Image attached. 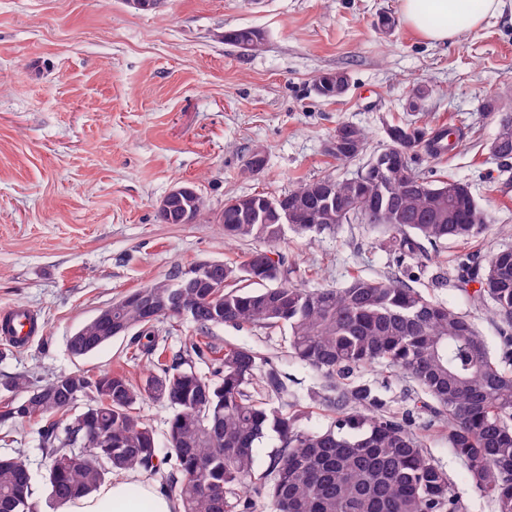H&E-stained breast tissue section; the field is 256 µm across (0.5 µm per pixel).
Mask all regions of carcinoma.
I'll return each mask as SVG.
<instances>
[{
    "instance_id": "obj_1",
    "label": "carcinoma",
    "mask_w": 512,
    "mask_h": 512,
    "mask_svg": "<svg viewBox=\"0 0 512 512\" xmlns=\"http://www.w3.org/2000/svg\"><path fill=\"white\" fill-rule=\"evenodd\" d=\"M224 41L263 51L266 38L253 27L232 29ZM341 71L316 79L325 98L335 96ZM385 164L353 175L299 182L278 196L250 194L224 201L216 215L227 243L260 242L240 262L218 261L204 280L185 287L133 290L110 305L112 323L93 318L69 337L75 357L137 331L134 342L149 359L138 383L120 373L82 371L55 375L41 385L17 376L25 390L0 411V421L41 420L40 445L48 459L49 502L76 499L127 470L179 474L182 512H252L249 487L273 512H465L462 497L411 430L412 410H386L378 388L365 379L377 368L400 373L429 402L422 408L448 418V448L464 464L476 488L512 512V246L481 261L458 256L465 271L456 284L498 321L499 348H491L472 317L413 286L409 262L424 244L470 245L487 230L486 216L469 184L431 183L416 166L419 151L436 158L462 143L449 129L416 121L389 124ZM364 128L337 124L325 153L339 163L366 150ZM207 201L195 188L156 210L162 224L205 220ZM383 227L380 243L393 270L377 277L354 275L341 288H305L298 270L278 250L290 230L299 236L334 234L357 222ZM181 308L200 338L166 355L155 324ZM224 325L288 329L290 356L322 376L326 385L309 395L327 424H302L307 412L273 399L288 396V377L257 351L234 344L214 359L211 375L192 359L213 352L204 341ZM265 367V394L249 390ZM148 396L172 409L169 451L160 455L153 428L137 405ZM88 410L77 411L80 403ZM278 439L266 470L255 472L256 448L268 434ZM0 512H37L32 477L17 457L0 456Z\"/></svg>"
}]
</instances>
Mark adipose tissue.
<instances>
[{
  "label": "adipose tissue",
  "instance_id": "obj_1",
  "mask_svg": "<svg viewBox=\"0 0 512 512\" xmlns=\"http://www.w3.org/2000/svg\"><path fill=\"white\" fill-rule=\"evenodd\" d=\"M500 0H399L400 14L417 35L445 43L481 28ZM57 512H180L178 501L150 483L131 491L127 482L113 479L97 490L59 505Z\"/></svg>",
  "mask_w": 512,
  "mask_h": 512
}]
</instances>
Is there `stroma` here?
Masks as SVG:
<instances>
[{
	"label": "stroma",
	"instance_id": "35a3bbf8",
	"mask_svg": "<svg viewBox=\"0 0 512 512\" xmlns=\"http://www.w3.org/2000/svg\"><path fill=\"white\" fill-rule=\"evenodd\" d=\"M399 0H166L146 13L125 0H0V307L24 305L45 326L28 347L0 351L4 385L61 373L148 369L130 336L85 357L69 337L127 292L202 260H241L246 248L224 241L216 222L161 224L157 203L175 185H193L219 212L227 198L277 196L300 180L356 172L325 154L336 125L366 129L367 155L387 144L395 121L453 127L463 135L452 156L419 155L435 179L469 184L488 215L479 244L487 253L512 245V161L489 152L498 122L482 112L494 99L512 113V0L482 27L447 44L425 41L398 21ZM255 27L264 51L226 44V31ZM349 76L346 92L319 96L315 79ZM429 95L417 112L405 105L414 86ZM265 165L242 169L253 150ZM383 234L346 224L316 241L286 233L279 248L301 269L305 287L342 286L350 275L388 270ZM463 247L445 242L411 263L415 285L473 315L497 343L490 311L475 308L450 281ZM213 344H236L270 357L289 378V403L323 386L288 355L286 331L215 328ZM41 422L0 423V454L18 455L32 475V499L51 512ZM412 430L445 470L467 512H495L448 447V422L414 411Z\"/></svg>",
	"mask_w": 512,
	"mask_h": 512
}]
</instances>
